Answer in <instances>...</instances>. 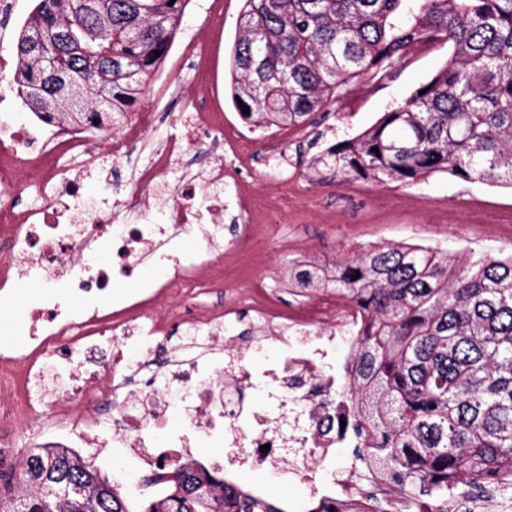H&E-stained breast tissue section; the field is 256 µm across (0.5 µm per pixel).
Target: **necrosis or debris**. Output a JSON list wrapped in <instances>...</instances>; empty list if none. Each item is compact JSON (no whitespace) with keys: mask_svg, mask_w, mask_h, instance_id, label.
Masks as SVG:
<instances>
[{"mask_svg":"<svg viewBox=\"0 0 512 512\" xmlns=\"http://www.w3.org/2000/svg\"><path fill=\"white\" fill-rule=\"evenodd\" d=\"M177 118L178 133L160 137V147L135 167L131 189L97 199L86 194L89 175L104 165L93 125L0 123V143L10 144L9 155L0 158V298L23 282L39 287L17 323L14 346L0 353V407L12 425L51 431L65 448L96 442L111 428L113 441L150 473L216 437L222 447L245 449L251 466H287L309 485L312 498L334 500L335 512H369L354 470H345L330 489L315 486L310 475L312 463L329 460L341 443L330 357L363 322L360 310L332 288L288 309L262 281L241 289L260 340L281 347L257 373L223 336L229 310L189 301L198 279L223 286L219 250L243 242L224 238L226 206L242 217L254 207L251 191L225 158L246 163L254 141H261L270 174L282 187L292 186L288 133L261 126L248 135L195 99L182 100ZM117 124L108 152L116 160L159 130L152 109L119 114ZM27 190L37 202L22 210L17 199ZM185 236L198 239L197 251L180 252ZM102 254L107 263H99ZM148 255L168 261L167 270L139 292L115 297L117 276L132 273ZM59 285L65 297L85 299V306L67 307L53 292ZM174 320L189 335L208 337V353L188 358L175 348L158 357ZM259 385L268 388L265 404L240 400V392ZM104 401L118 411L112 420L99 409Z\"/></svg>","mask_w":512,"mask_h":512,"instance_id":"4bbe7bcc","label":"necrosis or debris"}]
</instances>
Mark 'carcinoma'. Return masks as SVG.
Instances as JSON below:
<instances>
[{
	"mask_svg": "<svg viewBox=\"0 0 512 512\" xmlns=\"http://www.w3.org/2000/svg\"><path fill=\"white\" fill-rule=\"evenodd\" d=\"M189 0H37L16 44L14 84L34 115L70 124L112 120L144 98ZM45 51L61 86L30 44ZM450 46L444 66L357 136L308 161L318 180L414 184L445 173L512 186V0H244L232 54V96L257 126L305 125L355 79H383L422 41ZM378 151H373V148ZM359 274L354 279L352 275ZM288 283L310 289L319 269L294 263ZM328 283L366 320L336 400L351 407L353 465L405 512L458 509L472 491L512 500V254L460 259L429 246H368L330 267ZM27 495L0 512H133L75 451L35 448L0 472ZM138 512H285L269 499L183 462L144 478Z\"/></svg>",
	"mask_w": 512,
	"mask_h": 512,
	"instance_id": "carcinoma-1",
	"label": "carcinoma"
}]
</instances>
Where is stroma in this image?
I'll use <instances>...</instances> for the list:
<instances>
[{"label": "stroma", "instance_id": "35a3bbf8", "mask_svg": "<svg viewBox=\"0 0 512 512\" xmlns=\"http://www.w3.org/2000/svg\"><path fill=\"white\" fill-rule=\"evenodd\" d=\"M243 0H189L165 62L152 80L142 106H160L161 87L176 81L191 96H204L220 105L225 122L242 124L231 97L230 51L237 36ZM210 44L207 83L194 71L178 69L176 59L188 37ZM449 46L413 50L391 75L381 81L361 79L350 84L327 113L315 116L293 158L305 171L308 160L324 149L362 132L384 112L402 103L426 84L445 64ZM257 200L253 236L238 253L225 256L228 278L223 287H200L208 304L235 301L236 288L264 281L290 301L288 264L308 261L335 264L341 255L368 245L407 243L441 247L449 254L512 253V187L488 186L435 174L413 185H379L351 178L342 182L315 181L305 176L302 191L282 192L263 170L249 178ZM42 434L22 436L14 426H0V471L19 467L30 447L43 445ZM80 455L123 490L137 483L126 470L121 451L95 444ZM225 478L260 488L280 505L307 497V485L288 473L266 468L224 465Z\"/></svg>", "mask_w": 512, "mask_h": 512}]
</instances>
